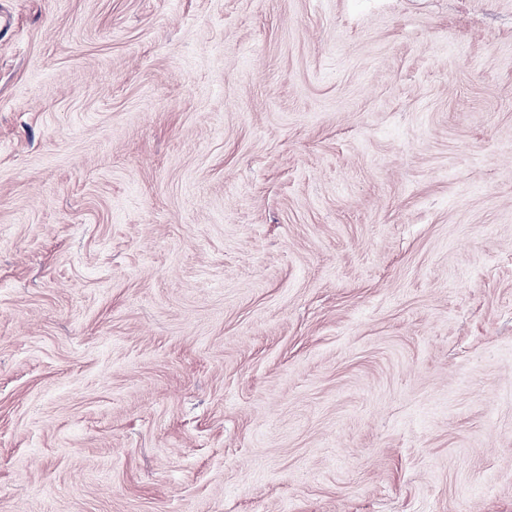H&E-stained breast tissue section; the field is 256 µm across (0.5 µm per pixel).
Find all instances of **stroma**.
<instances>
[{
    "label": "stroma",
    "mask_w": 512,
    "mask_h": 512,
    "mask_svg": "<svg viewBox=\"0 0 512 512\" xmlns=\"http://www.w3.org/2000/svg\"><path fill=\"white\" fill-rule=\"evenodd\" d=\"M0 512H512V0H0Z\"/></svg>",
    "instance_id": "stroma-1"
}]
</instances>
